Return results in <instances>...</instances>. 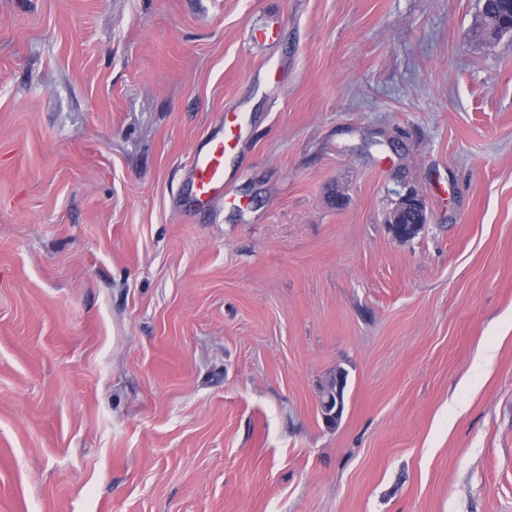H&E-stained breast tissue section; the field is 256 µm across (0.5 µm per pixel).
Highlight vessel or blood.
<instances>
[{
	"instance_id": "1",
	"label": "vessel or blood",
	"mask_w": 512,
	"mask_h": 512,
	"mask_svg": "<svg viewBox=\"0 0 512 512\" xmlns=\"http://www.w3.org/2000/svg\"><path fill=\"white\" fill-rule=\"evenodd\" d=\"M241 132L239 122L220 123L204 148L193 154L186 172V182L198 207H207L223 196L225 159L235 148Z\"/></svg>"
}]
</instances>
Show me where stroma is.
Masks as SVG:
<instances>
[{
	"label": "stroma",
	"instance_id": "35a3bbf8",
	"mask_svg": "<svg viewBox=\"0 0 512 512\" xmlns=\"http://www.w3.org/2000/svg\"><path fill=\"white\" fill-rule=\"evenodd\" d=\"M480 6L0 0V512H512V36ZM242 125L237 118L232 124L223 119L202 150L193 154L186 172V182L198 208L208 207L224 195L225 159L241 137ZM426 223V203L421 197L414 194L402 196L387 220L392 238L399 242L413 239Z\"/></svg>",
	"mask_w": 512,
	"mask_h": 512
}]
</instances>
